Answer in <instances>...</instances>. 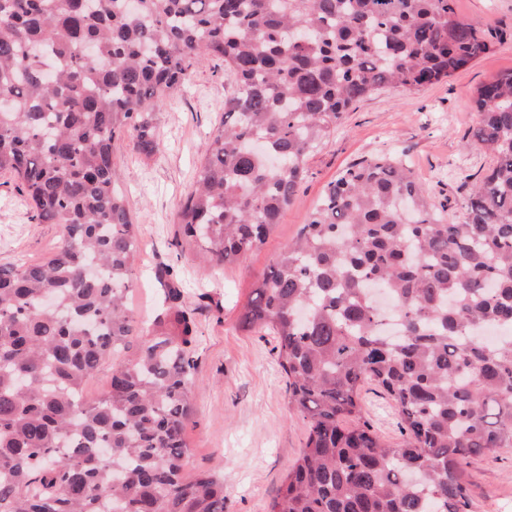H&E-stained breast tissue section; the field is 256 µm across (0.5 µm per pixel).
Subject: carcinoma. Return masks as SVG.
I'll return each instance as SVG.
<instances>
[{
  "label": "carcinoma",
  "mask_w": 512,
  "mask_h": 512,
  "mask_svg": "<svg viewBox=\"0 0 512 512\" xmlns=\"http://www.w3.org/2000/svg\"><path fill=\"white\" fill-rule=\"evenodd\" d=\"M0 0V172L31 218L59 224L47 260L0 266V512H224V478L184 474L197 323L183 291L136 357L87 381L137 330L136 222L115 139L150 157L153 112L195 66L224 62V116L181 203L209 267L261 247L354 103L451 77L490 44L455 0ZM495 163L448 223L406 163L342 170L258 281L239 327L276 336L288 406L307 424L268 512H472L465 468L512 448V70L473 98ZM393 299L399 337L373 288ZM405 438L363 420L361 387ZM139 343L140 339L136 336L133 337L130 348L120 353L117 360L110 358L104 362L97 373L86 384V393L90 397H95L107 389L112 375V364L118 363L124 357H132L138 349ZM360 399L364 418L380 439L393 445L400 443L404 436L392 401L379 388L369 384L362 388Z\"/></svg>",
  "instance_id": "1"
}]
</instances>
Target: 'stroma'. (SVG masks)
<instances>
[{"instance_id":"35a3bbf8","label":"stroma","mask_w":512,"mask_h":512,"mask_svg":"<svg viewBox=\"0 0 512 512\" xmlns=\"http://www.w3.org/2000/svg\"><path fill=\"white\" fill-rule=\"evenodd\" d=\"M455 5L465 21L486 31L490 51L418 92L387 87L354 104L335 136L309 157V175L265 245L234 263L208 268L197 244L183 240L176 216L222 118V63L197 67L187 88L156 112L157 153L141 155L126 138L114 146V169L138 224L136 286L129 303L140 326L152 327L160 312L156 276L166 271L195 310L198 389L186 430L191 455L185 472L223 474L224 512H267L305 443L307 427L288 407L274 336L244 332L238 318L257 279L291 243L326 185L359 159L395 154L453 222L464 212L472 180L493 162L472 144L478 121L472 98L479 85L512 69V0ZM60 236V225L32 220L17 179L0 173V265L44 260ZM360 404L382 441H402L400 417L379 388L365 385ZM466 478L473 512H512V448L472 460Z\"/></svg>"}]
</instances>
